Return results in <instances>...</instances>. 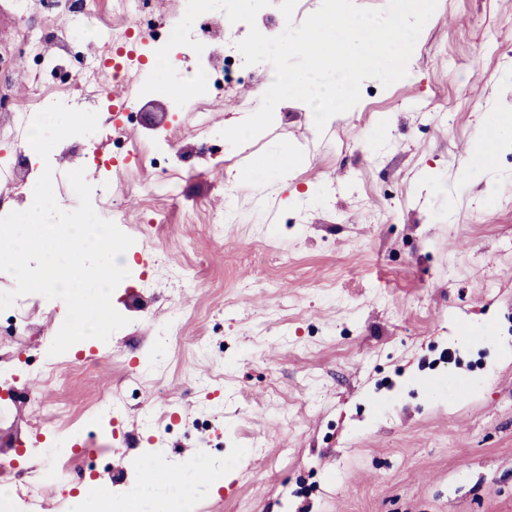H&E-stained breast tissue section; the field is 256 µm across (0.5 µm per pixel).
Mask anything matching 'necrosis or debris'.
Listing matches in <instances>:
<instances>
[{"instance_id": "obj_1", "label": "necrosis or debris", "mask_w": 512, "mask_h": 512, "mask_svg": "<svg viewBox=\"0 0 512 512\" xmlns=\"http://www.w3.org/2000/svg\"><path fill=\"white\" fill-rule=\"evenodd\" d=\"M157 4L158 0H100L94 7L89 0H40L42 26L36 29L26 20L28 0H0V14L9 13L14 20L11 34L0 37V145L9 149L0 157L1 181L15 182L19 170L29 169L27 131L39 111L56 102L78 110H99L112 84L123 82L128 94L104 121L107 140L120 154L113 157L111 167L85 171L92 187V205L98 212L112 211L114 223H126V214L115 203L119 191L109 182L124 180L146 159L161 169L164 187L174 190L179 176L175 143L189 131L203 133L208 140L218 138L219 133L209 123L206 106L192 100L177 107L173 123L155 130L146 147H131L126 142L125 123L135 117L141 100L143 64L123 59L124 49L134 40L155 48L169 39L177 23L176 18L159 14ZM241 31L240 25H233L221 38L213 34L205 18L194 21L192 37L204 50L193 64L206 72L209 91L234 94L243 62L237 48ZM20 60L26 64L31 84L24 98L15 91V64ZM46 313L40 295L17 298L8 310L10 331L0 336V348H14L22 337L33 335L36 320ZM48 411L60 424L57 450L43 467L0 472V512H10L16 501L40 507L45 477L70 471L79 460L69 439L77 411L62 401Z\"/></svg>"}]
</instances>
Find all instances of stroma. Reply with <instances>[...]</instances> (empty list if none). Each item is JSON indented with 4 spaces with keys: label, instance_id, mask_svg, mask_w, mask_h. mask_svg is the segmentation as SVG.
Wrapping results in <instances>:
<instances>
[{
    "label": "stroma",
    "instance_id": "stroma-1",
    "mask_svg": "<svg viewBox=\"0 0 512 512\" xmlns=\"http://www.w3.org/2000/svg\"><path fill=\"white\" fill-rule=\"evenodd\" d=\"M508 69L512 0H438L409 78L323 132L285 101L287 126L220 173L198 136L180 141L184 174L163 199L180 221L143 224L112 294L128 323L78 342L88 371L60 368L62 386L20 398L17 467L55 442L45 404L79 409L109 388L128 403L110 437L87 417L78 438L116 500L145 480L138 458L179 468L203 448L224 470L197 485L196 512H512V140L493 157L491 198L459 178ZM275 140L293 154L284 223L245 195L220 236L183 221L196 202L222 212L238 174L265 176ZM420 175L448 192L415 189ZM311 188L323 203L292 201Z\"/></svg>",
    "mask_w": 512,
    "mask_h": 512
}]
</instances>
